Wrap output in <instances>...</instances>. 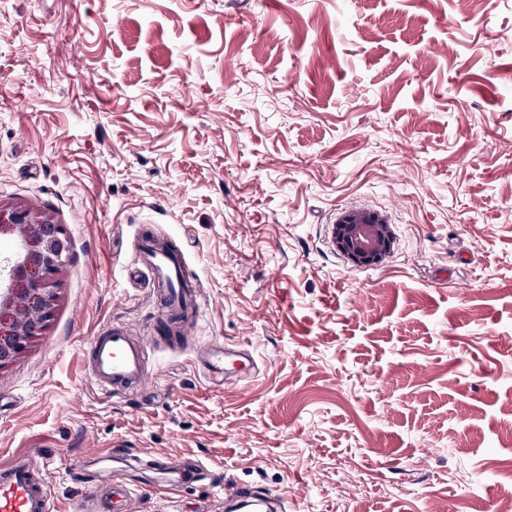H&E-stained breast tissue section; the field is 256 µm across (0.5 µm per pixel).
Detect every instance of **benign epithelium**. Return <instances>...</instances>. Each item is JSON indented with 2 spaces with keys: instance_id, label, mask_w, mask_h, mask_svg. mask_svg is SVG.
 I'll use <instances>...</instances> for the list:
<instances>
[{
  "instance_id": "1",
  "label": "benign epithelium",
  "mask_w": 512,
  "mask_h": 512,
  "mask_svg": "<svg viewBox=\"0 0 512 512\" xmlns=\"http://www.w3.org/2000/svg\"><path fill=\"white\" fill-rule=\"evenodd\" d=\"M17 241L14 258L0 260V371L42 336L60 300L56 274L70 258L62 225L22 206L0 207V238ZM392 230L378 213L350 210L335 224L334 244L356 266L381 264L390 254Z\"/></svg>"
}]
</instances>
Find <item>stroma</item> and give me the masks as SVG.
I'll return each instance as SVG.
<instances>
[{
	"mask_svg": "<svg viewBox=\"0 0 512 512\" xmlns=\"http://www.w3.org/2000/svg\"><path fill=\"white\" fill-rule=\"evenodd\" d=\"M0 204L61 224V300L0 371V464L103 512L113 448L217 481L129 512H495L512 492V0H0ZM392 251L336 252L342 213ZM197 279L190 348L131 278L140 230ZM115 323L146 380L98 390ZM249 349L208 379L193 351ZM391 224L378 213L350 210L335 224L334 244L356 266L381 264L392 247ZM225 501L235 502L238 505L244 506V508L232 510L233 512H274L287 510L286 508L281 507L280 501L273 500L267 495L256 490L236 488L226 493Z\"/></svg>",
	"mask_w": 512,
	"mask_h": 512,
	"instance_id": "1",
	"label": "stroma"
}]
</instances>
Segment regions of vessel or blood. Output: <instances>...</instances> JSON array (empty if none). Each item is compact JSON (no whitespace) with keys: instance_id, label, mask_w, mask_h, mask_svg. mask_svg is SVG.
I'll return each instance as SVG.
<instances>
[{"instance_id":"obj_1","label":"vessel or blood","mask_w":512,"mask_h":512,"mask_svg":"<svg viewBox=\"0 0 512 512\" xmlns=\"http://www.w3.org/2000/svg\"><path fill=\"white\" fill-rule=\"evenodd\" d=\"M138 268L162 288V301L169 321L186 320L193 312L191 301L195 283L186 274L184 252L177 246L152 236L137 241ZM146 347L131 336L128 329L115 324L103 331L92 343L91 366L98 389L113 394L122 388L142 383L145 379ZM254 359L251 354L209 348L201 352L200 363L210 377L244 378L250 374ZM153 469L167 476L158 484L161 493L171 494L183 486L206 479L209 469L203 463L155 456ZM131 483L125 469L112 470L103 490V498L113 503L127 501ZM228 501L247 508L248 512H279V501L256 490L234 489ZM52 481L49 463L26 460L0 467V512H51Z\"/></svg>"}]
</instances>
